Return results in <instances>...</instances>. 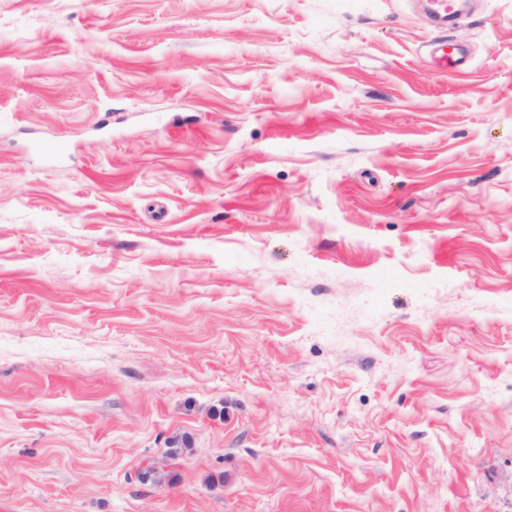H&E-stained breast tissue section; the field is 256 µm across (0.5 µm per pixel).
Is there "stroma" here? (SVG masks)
<instances>
[{
    "instance_id": "obj_1",
    "label": "stroma",
    "mask_w": 512,
    "mask_h": 512,
    "mask_svg": "<svg viewBox=\"0 0 512 512\" xmlns=\"http://www.w3.org/2000/svg\"><path fill=\"white\" fill-rule=\"evenodd\" d=\"M424 2L0 0V512H512V0Z\"/></svg>"
}]
</instances>
